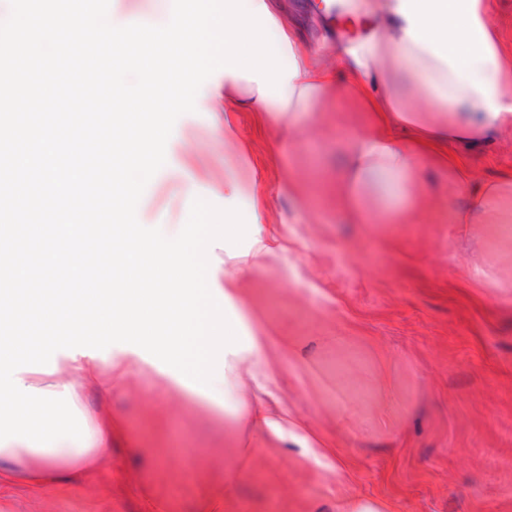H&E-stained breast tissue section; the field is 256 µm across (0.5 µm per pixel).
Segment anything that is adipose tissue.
I'll return each mask as SVG.
<instances>
[{"label": "adipose tissue", "instance_id": "obj_1", "mask_svg": "<svg viewBox=\"0 0 512 512\" xmlns=\"http://www.w3.org/2000/svg\"><path fill=\"white\" fill-rule=\"evenodd\" d=\"M266 6L269 28L279 39L295 75L287 77L281 95L261 91L257 82L236 74L214 79L209 108L224 113V139L236 138L232 113L247 110L259 123L275 126L280 141L315 103L331 97L353 99L368 115L366 127L353 132L346 147L336 200L355 224L383 215L390 224L416 223L428 205L419 174L425 163L453 168L467 179L469 168L458 147L512 129V39L487 21L489 0H348L347 10L360 20L354 38L336 41L339 72L328 70L324 46L305 36L301 17L283 0H247ZM238 351L253 363L249 380L226 376L215 382L224 410L252 424L277 429L282 416L276 403L252 409L249 387H263L260 369L264 342L250 337ZM101 357L67 358L70 378L63 384L48 373H21L22 384L60 392L77 390L96 377ZM86 446L62 440L53 449H34L20 441L0 448V481L22 479L39 487H63L103 466L102 455L119 431L111 415L89 419Z\"/></svg>", "mask_w": 512, "mask_h": 512}]
</instances>
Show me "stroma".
Returning a JSON list of instances; mask_svg holds the SVG:
<instances>
[{
	"instance_id": "obj_1",
	"label": "stroma",
	"mask_w": 512,
	"mask_h": 512,
	"mask_svg": "<svg viewBox=\"0 0 512 512\" xmlns=\"http://www.w3.org/2000/svg\"><path fill=\"white\" fill-rule=\"evenodd\" d=\"M239 142L214 128L205 93L181 115L143 224H178L187 190L224 204V172L270 199L278 243L214 241L253 335L266 337L269 386L295 430L254 428L194 400L148 365L127 369L80 405L122 427L107 476L61 488L0 486V512H316L336 494V456L356 461L347 486L395 512H512V193L464 235L450 221L512 164V136L467 149L470 177L426 168L431 207L415 224H352L336 204L343 155L363 127L349 99L316 105L287 145L236 115ZM295 181L296 199L278 192Z\"/></svg>"
}]
</instances>
